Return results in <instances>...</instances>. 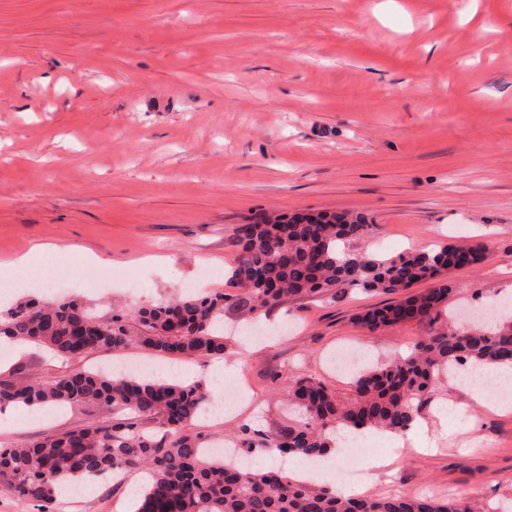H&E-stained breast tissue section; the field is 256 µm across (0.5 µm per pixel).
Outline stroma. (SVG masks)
I'll return each mask as SVG.
<instances>
[{"label": "stroma", "mask_w": 512, "mask_h": 512, "mask_svg": "<svg viewBox=\"0 0 512 512\" xmlns=\"http://www.w3.org/2000/svg\"><path fill=\"white\" fill-rule=\"evenodd\" d=\"M362 215L383 253L486 243L450 271V311L512 298V0H0V271L32 245L62 247L48 298L98 312L178 297L196 280L232 292L238 225L262 215ZM352 292L285 301L253 340L227 314L232 410L197 416L203 443L294 420L281 394L350 379L341 348L375 361L453 325L449 315L372 333L386 303ZM37 346L0 350V380L68 371ZM465 403L460 427L442 401ZM77 407L0 425V448L111 420ZM366 494L512 502V407L476 403L455 375L415 426L370 460L341 457ZM139 472L106 476L67 512H128Z\"/></svg>", "instance_id": "obj_1"}]
</instances>
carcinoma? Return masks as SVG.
Returning <instances> with one entry per match:
<instances>
[{"mask_svg":"<svg viewBox=\"0 0 512 512\" xmlns=\"http://www.w3.org/2000/svg\"><path fill=\"white\" fill-rule=\"evenodd\" d=\"M373 225L346 214L261 218L235 229L238 251L223 292L187 293L139 308L133 315H100L76 298L47 302L26 298L0 308V335L45 346L74 368L49 382L0 380V407L45 413L91 405L112 411V423L90 424L0 448V492L52 512L62 484L86 483L118 470L147 474L137 512H477L465 499L424 495L342 497L274 472L209 458L186 427L213 398L208 386L155 375L92 372L79 365L87 354L120 353L141 346L179 360L224 356V314L258 319L288 297L351 292L380 293L388 302L356 316L368 331L431 318L448 303L443 276L464 263L477 267L484 243L457 242L394 255L352 247ZM421 281L433 286L410 293ZM512 368V313L492 330L468 326L438 331L405 353L373 363L351 379L352 396L339 399L308 378L288 385V405L302 420L262 437V450L317 462L336 428L402 434L416 422L418 402L435 391L445 372L469 365ZM152 421L157 430L138 428Z\"/></svg>","mask_w":512,"mask_h":512,"instance_id":"carcinoma-1","label":"carcinoma"}]
</instances>
